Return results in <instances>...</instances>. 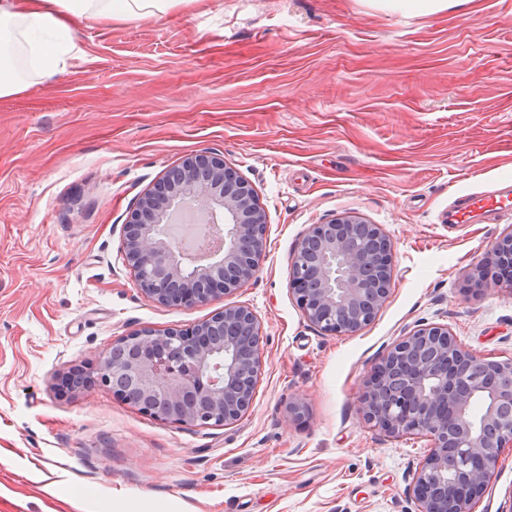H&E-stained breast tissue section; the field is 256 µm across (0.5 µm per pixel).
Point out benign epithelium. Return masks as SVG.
<instances>
[{
    "label": "benign epithelium",
    "instance_id": "7a95c632",
    "mask_svg": "<svg viewBox=\"0 0 512 512\" xmlns=\"http://www.w3.org/2000/svg\"><path fill=\"white\" fill-rule=\"evenodd\" d=\"M191 203L224 217V246L198 257L175 248L161 231ZM265 224L247 182L223 159L194 154L139 198L124 225L123 259L158 304H204L254 277ZM390 256L387 235L358 216L312 225L289 264V283L310 325L331 335L366 326L389 294ZM482 264L512 266V233ZM263 352L255 315L228 303L189 333L143 329L124 336L91 371H72L65 382L75 389L98 381L125 401L134 389L137 407L164 421L229 425L252 404L245 376L258 375ZM362 413L389 437H429L431 452L412 477L417 512H472L502 449L512 447V360L473 354L446 325L418 324L371 369Z\"/></svg>",
    "mask_w": 512,
    "mask_h": 512
}]
</instances>
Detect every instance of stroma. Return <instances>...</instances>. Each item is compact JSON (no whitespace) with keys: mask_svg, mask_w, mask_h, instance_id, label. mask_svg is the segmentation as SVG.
I'll use <instances>...</instances> for the list:
<instances>
[{"mask_svg":"<svg viewBox=\"0 0 512 512\" xmlns=\"http://www.w3.org/2000/svg\"><path fill=\"white\" fill-rule=\"evenodd\" d=\"M80 57L0 97V512H416L428 437L361 413L365 380L417 324L512 358V289L473 272L512 231L445 224L512 181V0L429 16L367 0H191L155 20L77 22ZM222 158L266 214L253 279L163 306L123 260L141 195L188 155ZM354 215L391 242L374 319L324 335L289 260L311 225ZM264 338L248 412L159 420L61 377L121 337L181 330L225 303ZM305 406L297 419L290 402ZM474 512H512V447Z\"/></svg>","mask_w":512,"mask_h":512,"instance_id":"obj_1","label":"stroma"}]
</instances>
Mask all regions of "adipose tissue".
<instances>
[{"label": "adipose tissue", "mask_w": 512, "mask_h": 512, "mask_svg": "<svg viewBox=\"0 0 512 512\" xmlns=\"http://www.w3.org/2000/svg\"><path fill=\"white\" fill-rule=\"evenodd\" d=\"M189 0H0V97L31 79L55 75L77 58L72 25L80 19L149 20Z\"/></svg>", "instance_id": "1"}]
</instances>
